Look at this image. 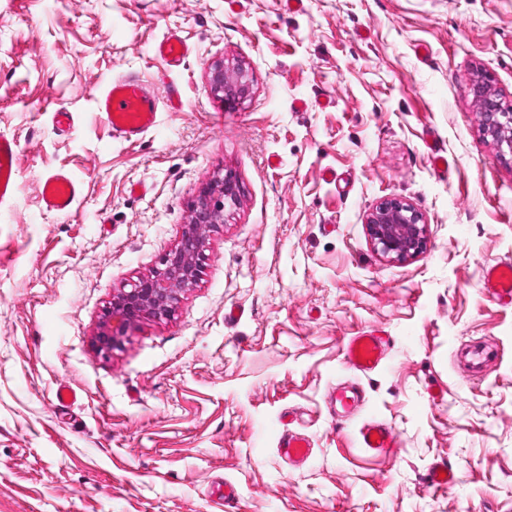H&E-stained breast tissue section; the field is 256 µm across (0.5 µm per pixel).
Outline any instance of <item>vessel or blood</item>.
<instances>
[{
	"instance_id": "obj_1",
	"label": "vessel or blood",
	"mask_w": 512,
	"mask_h": 512,
	"mask_svg": "<svg viewBox=\"0 0 512 512\" xmlns=\"http://www.w3.org/2000/svg\"><path fill=\"white\" fill-rule=\"evenodd\" d=\"M190 48L179 32H168L154 47L156 56L176 66L187 57ZM181 93L177 85H168L157 93L137 73L130 72L113 79L97 96L96 110L111 127L115 138L136 141L154 130L162 109L179 111ZM17 142L0 132V207L13 201L17 189ZM80 194V185L68 173L48 171L40 185V201L45 211L69 213ZM479 288L491 301L512 304V264L495 262L483 266ZM388 339L376 327L365 329L347 338L343 345L345 365L363 376H370L384 363ZM332 417L343 420L358 398L357 388L334 390ZM360 447L376 454L390 452L397 445L393 429L379 421L363 423L358 429ZM278 448L289 461L300 463L310 455L311 443L302 434L284 431Z\"/></svg>"
}]
</instances>
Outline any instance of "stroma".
Returning <instances> with one entry per match:
<instances>
[{"label":"stroma","mask_w":512,"mask_h":512,"mask_svg":"<svg viewBox=\"0 0 512 512\" xmlns=\"http://www.w3.org/2000/svg\"><path fill=\"white\" fill-rule=\"evenodd\" d=\"M172 30L191 49L177 67L153 53ZM220 60L252 82L232 112L207 81ZM128 72L183 102L136 142L92 100ZM481 76L512 105V0H0V132L19 143L0 209V512H214L218 478L229 512H512V305L479 290L512 260V156L482 131ZM50 167L81 184L69 213L42 208ZM227 168L241 204L196 285L99 355L114 291L159 268ZM387 197L426 218L416 258L367 239ZM371 326L386 363L359 377L343 341ZM345 381L363 405L340 423L327 396ZM61 382L74 404L55 405ZM370 420L391 453L360 448ZM286 427L307 462L279 452ZM441 461L452 484L428 486ZM376 437V440H373ZM360 448H365L375 454H387L397 446V436L393 429L379 421L363 423L358 429Z\"/></svg>","instance_id":"35a3bbf8"}]
</instances>
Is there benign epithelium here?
<instances>
[{
    "label": "benign epithelium",
    "instance_id": "benign-epithelium-1",
    "mask_svg": "<svg viewBox=\"0 0 512 512\" xmlns=\"http://www.w3.org/2000/svg\"><path fill=\"white\" fill-rule=\"evenodd\" d=\"M207 81L228 111L237 109L252 94L248 71L241 64L215 62L209 67ZM470 94L478 107L483 133L491 138L500 155H512V106L504 103L487 78L476 79ZM240 201V182L231 169L202 188L189 222L183 225L176 246L162 258L161 268L113 293L95 336L99 353L111 354L119 337L138 321L160 320L172 314L206 266L212 233L224 226L226 213L236 210ZM365 230L373 248L391 261L412 259L426 249L424 215L400 198L382 200L367 216Z\"/></svg>",
    "mask_w": 512,
    "mask_h": 512
}]
</instances>
